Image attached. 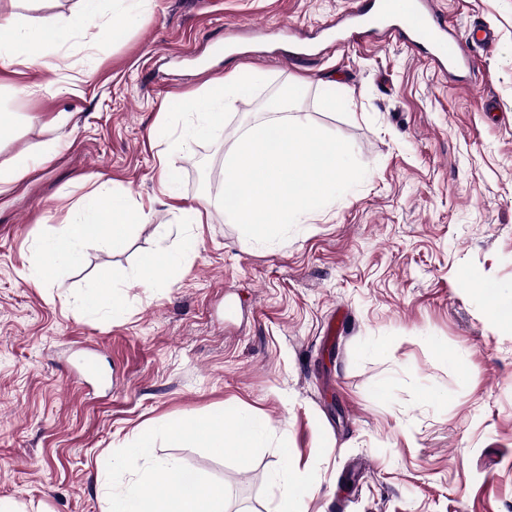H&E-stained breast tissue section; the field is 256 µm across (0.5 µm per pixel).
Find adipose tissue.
Segmentation results:
<instances>
[{
	"instance_id": "obj_1",
	"label": "adipose tissue",
	"mask_w": 512,
	"mask_h": 512,
	"mask_svg": "<svg viewBox=\"0 0 512 512\" xmlns=\"http://www.w3.org/2000/svg\"><path fill=\"white\" fill-rule=\"evenodd\" d=\"M81 6L60 25L53 16L41 17L35 24L0 25V59L31 68L47 63L49 46L63 42L76 31L96 28L99 35L114 38L133 27L139 20L140 0H121L120 7L107 8V0H80ZM250 75L233 71L215 80L214 90L197 94L192 100L195 121L186 124L179 136L181 145H189L211 128L222 125L225 101L250 82ZM143 210L131 208L120 196L111 194L106 184H99L84 195L72 213L70 224L47 238L41 251L42 264L23 272L22 277L41 284L54 277L59 265L76 259L83 247L98 245L115 249L124 242V231L144 223Z\"/></svg>"
}]
</instances>
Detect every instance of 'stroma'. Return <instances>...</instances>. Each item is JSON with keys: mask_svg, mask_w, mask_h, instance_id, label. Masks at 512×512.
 <instances>
[{"mask_svg": "<svg viewBox=\"0 0 512 512\" xmlns=\"http://www.w3.org/2000/svg\"><path fill=\"white\" fill-rule=\"evenodd\" d=\"M347 2L142 0L140 23L114 39L89 29L47 66H0V163L33 158L0 192V500L103 512L114 451L237 408L315 470L301 512H512V322L490 308L512 295V0H441L453 32L497 34L457 81L393 40L330 46L325 27ZM79 7L17 0L7 15L64 23ZM285 26L310 38L312 59L273 58ZM237 67L251 90L181 148L192 96ZM284 97L286 118L346 139L368 172L286 240L259 244L203 180L223 181L240 135ZM99 181L146 222L32 286L22 270ZM164 251L180 272L145 287L137 270ZM106 271L123 311L78 314ZM89 347L84 386L70 371ZM152 455L224 483L225 512H276L262 494L276 447L248 466L160 442Z\"/></svg>", "mask_w": 512, "mask_h": 512, "instance_id": "stroma-1", "label": "stroma"}]
</instances>
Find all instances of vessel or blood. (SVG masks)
Returning a JSON list of instances; mask_svg holds the SVG:
<instances>
[{
  "label": "vessel or blood",
  "mask_w": 512,
  "mask_h": 512,
  "mask_svg": "<svg viewBox=\"0 0 512 512\" xmlns=\"http://www.w3.org/2000/svg\"><path fill=\"white\" fill-rule=\"evenodd\" d=\"M371 31L426 49L430 61L445 73L466 61L468 46L487 48L496 40L495 31L483 24L474 25L462 37L448 30L441 21L438 0H412L400 14L391 0H351L347 13L336 22L337 40L357 42Z\"/></svg>",
  "instance_id": "vessel-or-blood-1"
}]
</instances>
